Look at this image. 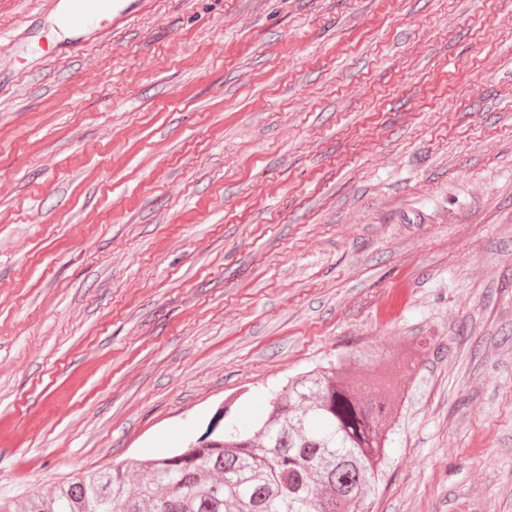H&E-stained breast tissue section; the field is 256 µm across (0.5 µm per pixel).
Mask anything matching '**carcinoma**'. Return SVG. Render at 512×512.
<instances>
[{
  "label": "carcinoma",
  "mask_w": 512,
  "mask_h": 512,
  "mask_svg": "<svg viewBox=\"0 0 512 512\" xmlns=\"http://www.w3.org/2000/svg\"><path fill=\"white\" fill-rule=\"evenodd\" d=\"M425 348L409 346L397 372L348 357L288 380L252 431L161 459L119 464L0 512H367L384 477L398 418L399 378ZM147 480L131 487L132 474Z\"/></svg>",
  "instance_id": "1"
}]
</instances>
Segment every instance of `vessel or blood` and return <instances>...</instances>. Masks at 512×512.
<instances>
[{
  "label": "vessel or blood",
  "mask_w": 512,
  "mask_h": 512,
  "mask_svg": "<svg viewBox=\"0 0 512 512\" xmlns=\"http://www.w3.org/2000/svg\"><path fill=\"white\" fill-rule=\"evenodd\" d=\"M59 13L74 38L67 45H48L43 53L47 60L71 53L90 39L107 35L128 16L123 0H63Z\"/></svg>",
  "instance_id": "b4317fda"
}]
</instances>
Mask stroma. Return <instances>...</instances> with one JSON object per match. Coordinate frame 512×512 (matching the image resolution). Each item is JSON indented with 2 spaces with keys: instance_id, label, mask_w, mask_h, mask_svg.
Listing matches in <instances>:
<instances>
[{
  "instance_id": "35a3bbf8",
  "label": "stroma",
  "mask_w": 512,
  "mask_h": 512,
  "mask_svg": "<svg viewBox=\"0 0 512 512\" xmlns=\"http://www.w3.org/2000/svg\"><path fill=\"white\" fill-rule=\"evenodd\" d=\"M55 18L0 0V499L418 343L373 512H512V0ZM61 1L63 3L60 5ZM125 0H55L54 9H59L63 23L74 34L67 45L49 44L42 58L51 60L73 52L92 38L107 35L128 16Z\"/></svg>"
}]
</instances>
